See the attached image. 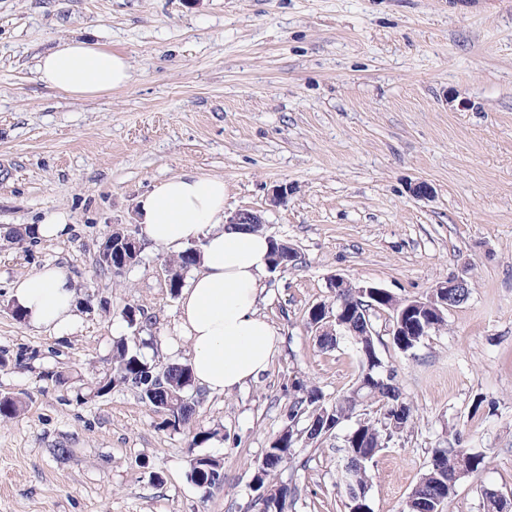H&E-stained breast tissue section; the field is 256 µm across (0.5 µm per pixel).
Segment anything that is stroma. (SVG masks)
<instances>
[{
  "instance_id": "1",
  "label": "stroma",
  "mask_w": 512,
  "mask_h": 512,
  "mask_svg": "<svg viewBox=\"0 0 512 512\" xmlns=\"http://www.w3.org/2000/svg\"><path fill=\"white\" fill-rule=\"evenodd\" d=\"M67 37L124 55L131 82L79 100L42 84L39 55ZM189 171L222 177L225 215L260 211L298 260L265 279L259 310L278 335L266 372L203 394L173 430L134 387L93 394L116 340L189 361L169 252L143 242L118 275L96 257L113 229L138 231L140 194ZM61 209L66 237L7 241ZM47 264L77 286L62 336L10 312L12 283ZM457 275L467 300L413 353L387 312L371 316L417 419L370 465L371 512H403L435 448L486 457L447 512H483L486 487L512 495V0H0V396L28 401L0 421V512H259L255 469L294 383H316L331 406L358 375L347 340L320 348L307 325L332 281L403 299ZM60 370L72 384L56 385ZM375 415L367 404L300 440L276 475L294 490L288 512H346L339 450ZM200 431L209 440L192 446ZM195 455L220 460L221 487L195 485Z\"/></svg>"
}]
</instances>
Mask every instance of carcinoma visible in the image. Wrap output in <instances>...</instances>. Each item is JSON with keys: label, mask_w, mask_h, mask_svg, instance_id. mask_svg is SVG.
Segmentation results:
<instances>
[{"label": "carcinoma", "mask_w": 512, "mask_h": 512, "mask_svg": "<svg viewBox=\"0 0 512 512\" xmlns=\"http://www.w3.org/2000/svg\"><path fill=\"white\" fill-rule=\"evenodd\" d=\"M200 249L191 246L177 256L170 258L166 264L176 273L171 289L178 292L183 288L186 273L196 265ZM469 296V289L452 287L443 289L444 303L455 306ZM346 303L353 316L347 325V334L352 340L353 348L359 359L360 370L357 380L371 379L368 390L369 400L377 404L381 418L363 422L356 427L355 439L347 441L339 467V484L344 486L347 494L346 509L359 504L368 507L366 489L369 484L367 466L386 445L391 418L397 420L399 432L409 429L414 422V407L404 397L397 380V374L387 378L378 372L377 364L382 358L376 348L375 339L365 336L368 323L366 308L383 305L384 301L375 300L358 294V288L350 284L336 289V304ZM445 316H438L426 310L410 318L404 324L405 335L396 337L397 348L404 353H411L429 333L440 327ZM372 348V357L367 359L362 348ZM111 373L96 382V393L105 394L115 383L131 384L139 389L141 400L157 410L169 413L175 420L174 428L185 427L196 415L199 401L193 395L192 375L189 365L168 363L157 366L146 361L140 352L129 347L128 343L118 340L113 343ZM297 394L290 408L289 431L273 441L258 465L255 483L258 488L268 493L265 498L269 507H285L288 498L293 496L291 487L275 481V476L287 461L292 448L303 433L314 442L336 429V420L344 412H355L350 393L343 394L335 405H323V392L319 386L304 381L297 382ZM24 402L19 397H11L0 402V418L13 419L23 410ZM305 422L303 431L295 428V420ZM467 461V472H474L485 466V457L472 453L465 448H435L432 450L425 473L412 490L406 502V512H443L449 504L455 485L451 484L459 461ZM191 477L204 488L218 487L223 484L222 466L216 459L205 456L190 460Z\"/></svg>", "instance_id": "cac0c4a2"}]
</instances>
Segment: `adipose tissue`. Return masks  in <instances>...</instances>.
<instances>
[{
	"instance_id": "adipose-tissue-1",
	"label": "adipose tissue",
	"mask_w": 512,
	"mask_h": 512,
	"mask_svg": "<svg viewBox=\"0 0 512 512\" xmlns=\"http://www.w3.org/2000/svg\"><path fill=\"white\" fill-rule=\"evenodd\" d=\"M36 73L76 99L124 87L132 77L125 56L86 38L61 40L39 57ZM224 200L223 178L187 172L154 186L136 206L148 242L175 250L203 242L198 270L181 294L179 328L192 344L193 380L212 394L258 379L277 347L274 327L257 308L269 238L225 223ZM12 296L32 326L74 330V284L60 267L46 265L16 280Z\"/></svg>"
}]
</instances>
